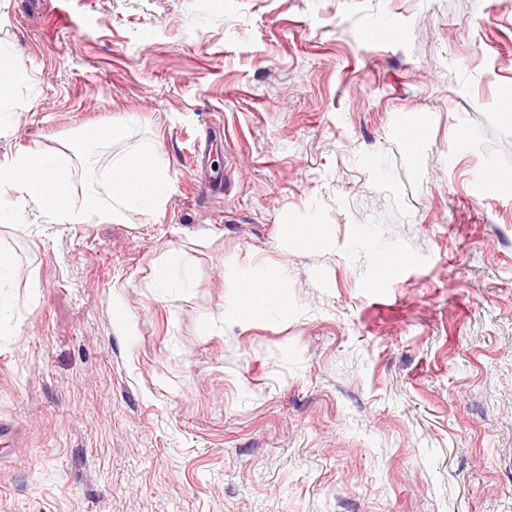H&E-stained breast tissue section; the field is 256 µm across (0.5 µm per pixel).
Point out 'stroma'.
Instances as JSON below:
<instances>
[{
    "label": "stroma",
    "instance_id": "1",
    "mask_svg": "<svg viewBox=\"0 0 512 512\" xmlns=\"http://www.w3.org/2000/svg\"><path fill=\"white\" fill-rule=\"evenodd\" d=\"M1 45L0 160L124 118L101 165L172 186L0 220V512H512V0H0ZM31 81L12 51L0 49V116L9 115L15 106L17 89ZM15 268V257L14 254L6 249L0 247V332L10 331L11 326L8 320V314L12 311L15 306L14 299L7 293L2 292V281L3 279L10 276ZM279 278L278 270H269L267 275L259 281L249 282L242 287V312L253 314L261 310L267 303L271 288H275Z\"/></svg>",
    "mask_w": 512,
    "mask_h": 512
}]
</instances>
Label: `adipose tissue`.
<instances>
[{
  "label": "adipose tissue",
  "mask_w": 512,
  "mask_h": 512,
  "mask_svg": "<svg viewBox=\"0 0 512 512\" xmlns=\"http://www.w3.org/2000/svg\"><path fill=\"white\" fill-rule=\"evenodd\" d=\"M127 133L126 121L112 120L88 131L84 149H23L0 162V186L19 188L22 205L37 206L53 224H84L95 217L118 222L133 209H161L170 190L169 161L153 149L113 158L104 189L74 187L77 167H94L96 148L120 142Z\"/></svg>",
  "instance_id": "1"
}]
</instances>
